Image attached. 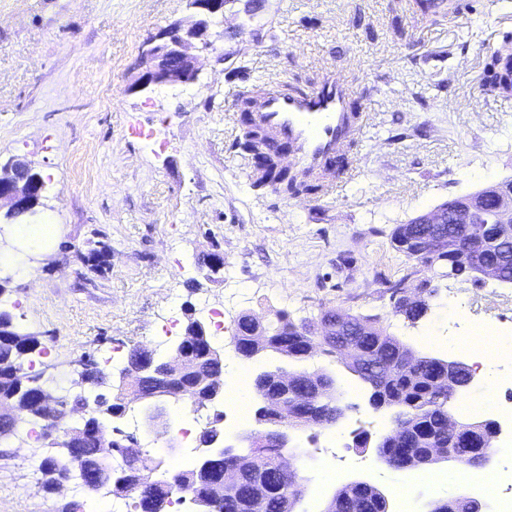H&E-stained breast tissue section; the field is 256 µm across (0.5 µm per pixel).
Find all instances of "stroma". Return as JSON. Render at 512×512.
<instances>
[{
	"mask_svg": "<svg viewBox=\"0 0 512 512\" xmlns=\"http://www.w3.org/2000/svg\"><path fill=\"white\" fill-rule=\"evenodd\" d=\"M189 14L188 0H0V160L26 158L46 181L31 223L0 226V250L29 271L12 277L7 299L24 308L18 328L50 350L38 368L63 381L79 357L152 345L167 304L182 318L202 301L223 304L232 279L248 291L236 312L285 309L313 324L328 309L375 315L413 350L467 363L472 355L441 341L449 289L472 298L478 327L512 328V284L496 295L421 267L436 297L415 323L394 313L388 291L409 266L390 242L396 225L512 177V95L480 85L486 57L512 32V0H466L451 18L413 0H234L197 83L128 93L144 39ZM329 65L347 71L369 111L361 172L339 201L301 207L253 188L231 111L238 91L272 78L305 87ZM45 224L54 238L40 236ZM215 251L225 257L217 281L202 264ZM276 369L329 371L348 407L335 426L290 432L308 451L296 460L307 485L299 512H323L358 480L383 491L391 512L456 495L431 476L458 463L398 471L356 451L354 431L379 437L389 414L369 407L342 361L239 358L226 386ZM0 499L11 512L68 501L91 512L85 495L40 491L17 455L0 457Z\"/></svg>",
	"mask_w": 512,
	"mask_h": 512,
	"instance_id": "35a3bbf8",
	"label": "stroma"
}]
</instances>
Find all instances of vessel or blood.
Listing matches in <instances>:
<instances>
[{
	"mask_svg": "<svg viewBox=\"0 0 512 512\" xmlns=\"http://www.w3.org/2000/svg\"><path fill=\"white\" fill-rule=\"evenodd\" d=\"M355 94L354 82L332 67L303 89L285 80L272 82L252 95L249 124L263 136V150L273 163L285 164L298 177L322 181L324 198L332 199L359 173L355 164L340 178L330 169L368 123L367 113L350 110Z\"/></svg>",
	"mask_w": 512,
	"mask_h": 512,
	"instance_id": "obj_1",
	"label": "vessel or blood"
}]
</instances>
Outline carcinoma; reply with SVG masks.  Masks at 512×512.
<instances>
[{
  "label": "carcinoma",
  "mask_w": 512,
  "mask_h": 512,
  "mask_svg": "<svg viewBox=\"0 0 512 512\" xmlns=\"http://www.w3.org/2000/svg\"><path fill=\"white\" fill-rule=\"evenodd\" d=\"M482 91L488 96L512 94V34L502 37L500 46L494 51L483 68ZM240 147L243 153L259 151V132L246 128ZM267 180H275L281 191L290 195H314L323 191V184L316 181H299L286 170H277L273 163L259 172L252 186L259 187ZM431 229L429 224H417L411 219L394 228L391 241L395 248L407 253L404 240ZM448 232L458 239L456 249L446 255L443 266L457 267L461 277H474L483 265L498 263L504 272L503 281L512 284V242L505 239L495 246H485L463 233L460 227L450 225ZM395 312L415 323L430 309L429 303L419 299L412 304H395ZM348 318L362 323L367 329L361 337L355 354H344L342 359L347 368L363 383L368 378L357 363L374 365L384 370L379 381L384 396L393 413L402 417L404 434L400 442L386 449V464L400 468L404 460H413L422 466L433 464L439 456L426 447L427 438L448 429L450 396L448 385V360L438 356L422 355L400 341L380 321L371 316L348 315ZM201 319L189 317L185 325V336L181 346L184 363L190 368V375L201 377L211 389H224V347L215 343L210 333L198 331ZM231 341L235 343L240 357L253 359L269 353L303 362L312 357L310 349L329 357H336L335 341L317 336L304 322L297 323L286 309L274 312L273 317L262 320L250 312L238 317ZM41 346L39 337L19 331L9 310L0 309V400L12 399L19 402L24 414L31 421H40L47 415L40 390L46 382L30 383L33 374L25 368L28 355ZM152 351L140 346L133 347L123 369L136 372L149 361ZM278 371L266 372V378H254L252 382L256 409L254 420L261 429L267 425L265 418L270 412L262 410L265 398H281L288 414V425L293 428L314 426L327 427L336 424L326 415L306 416L301 407L291 405L286 390L308 391L313 386L315 374L298 371L285 374L288 388H282L277 381ZM86 390L82 395L69 392L60 395L61 408L73 410L79 417L94 425L95 432L85 436L74 453L63 457L47 455L39 463L38 483L46 493L61 477L62 459H72L80 472L102 480L101 486L116 496L127 495L128 490L137 489L139 512H167L172 495L184 492L195 505H202L208 512H250V499L262 494L272 503V512H294L296 501L280 493V487L288 483V473L280 469V449L266 445L261 448H245L236 454L233 462L217 460L210 470L202 467L201 460L175 470L166 468L163 458L152 451L138 446L127 448L120 443V437L113 435L112 428H120L123 418L116 420L106 414L109 409H119L122 414L140 402L143 394L160 388L157 383L133 377L130 386L120 392L114 388L110 367L96 360L86 361ZM163 416L147 430L148 438L171 445L176 441L173 434L171 412L183 405L198 409L213 408L209 422L201 430L200 441L218 429L224 430V410L207 400L202 390L159 392ZM112 440L113 452L125 463V473L112 471V459L104 452V444ZM384 494L377 487L357 489L350 485L339 490L331 501L334 512H370L381 509Z\"/></svg>",
  "instance_id": "1"
}]
</instances>
